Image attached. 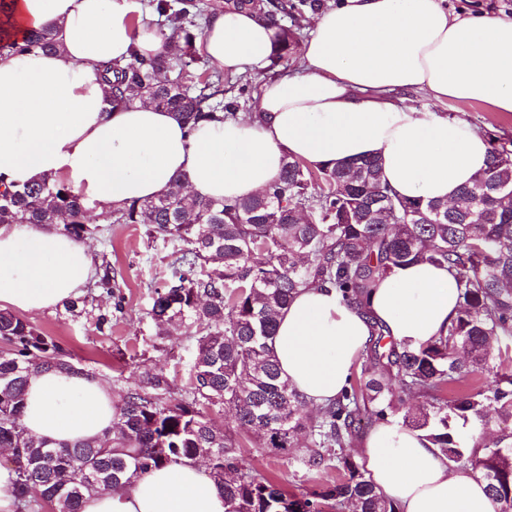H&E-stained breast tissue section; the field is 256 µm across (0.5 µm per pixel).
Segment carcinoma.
<instances>
[{
	"instance_id": "cac0c4a2",
	"label": "carcinoma",
	"mask_w": 512,
	"mask_h": 512,
	"mask_svg": "<svg viewBox=\"0 0 512 512\" xmlns=\"http://www.w3.org/2000/svg\"><path fill=\"white\" fill-rule=\"evenodd\" d=\"M306 0H268L267 14L296 23ZM164 18L160 33L183 45L179 57L133 54L121 66L103 64L109 104L120 109L134 94L177 113L188 130L201 122L237 119L224 103V74L195 73L194 27L207 5L150 0ZM296 29L281 26L272 60L288 58ZM56 48L49 28L17 37L0 25V53L17 55ZM89 209L72 187L47 176L0 190V224H52L64 234L92 233ZM109 224H142L173 244L169 272L155 290L151 317L162 330L175 321L199 328L190 396L167 397L168 376L150 373L145 385L126 391L112 431L100 439L53 447L30 436L22 422L29 373L71 371L61 348L29 322L0 310V448L16 454L18 508L42 503L51 512H81L86 496L131 483L134 475L183 458L208 462L224 490L227 512H396L372 481L349 463L348 478L312 495L288 493L236 454V436L286 456L303 446L310 471L328 468L323 448H344L360 428L403 412L402 426L418 431L439 455L470 465L487 491L512 512V433L489 447L482 433L492 417L512 420V369L496 373L491 393L474 389L453 399L448 387L491 369L493 356L512 363V150L490 145L486 169L460 189L453 205L397 196L382 183L376 159L356 166L314 165L287 157L279 177L262 195L232 202L192 196L176 180L165 195L132 200L108 212ZM418 262L446 266L456 281L459 307L448 335L418 349L385 339L378 327L358 383L309 418L288 387L269 342L277 317L302 288L329 286L360 306L373 284ZM210 407L233 410V425L215 426ZM494 416H489V413ZM481 426L467 445L458 422Z\"/></svg>"
}]
</instances>
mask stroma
Here are the masks:
<instances>
[{
    "mask_svg": "<svg viewBox=\"0 0 512 512\" xmlns=\"http://www.w3.org/2000/svg\"><path fill=\"white\" fill-rule=\"evenodd\" d=\"M397 102L464 118L492 143L512 140L510 112H493L479 102L439 103L424 91L399 94ZM90 221L102 228L90 238L95 274L112 276L114 292L87 284V302L81 313L72 314L60 304L28 315V322L51 336L71 365L109 384L114 395L141 386L146 373L161 370L173 382L172 398H180L196 354V330L177 322L160 335L148 315L156 275L168 263L170 247L140 224H109L101 213L92 214ZM241 454L258 473L296 495L324 491L341 477L333 467L317 474L308 472L301 463L308 455L304 448L281 458L248 442Z\"/></svg>",
    "mask_w": 512,
    "mask_h": 512,
    "instance_id": "obj_1",
    "label": "stroma"
}]
</instances>
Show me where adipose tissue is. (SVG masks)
I'll list each match as a JSON object with an SVG mask.
<instances>
[{
  "mask_svg": "<svg viewBox=\"0 0 512 512\" xmlns=\"http://www.w3.org/2000/svg\"><path fill=\"white\" fill-rule=\"evenodd\" d=\"M140 11L139 0H8L13 33L48 27L57 47L0 54V186L50 175L102 212L164 195L178 179L197 197L256 195L288 156L331 166L371 157L398 196L451 202L486 168L488 140L465 119L402 107L395 93L512 112V17L460 15L444 0H342L319 13L297 71L263 83L255 119L204 122L190 133L177 114L145 103L111 112L100 62L169 50ZM278 33L260 10H217L200 47L218 69L257 73ZM93 275L89 241L48 224L0 225V309L56 307ZM458 301L447 267L430 263L378 281L363 309L312 286L281 313L271 347L289 387L315 408L346 386L372 324L417 348L447 334ZM115 406L106 383L43 368L28 377L22 424L35 438L73 443L111 429ZM358 454L398 512H499L477 473L397 422L376 425ZM81 512L226 507L205 463L184 459L86 497Z\"/></svg>",
  "mask_w": 512,
  "mask_h": 512,
  "instance_id": "ef3b65f1",
  "label": "adipose tissue"
}]
</instances>
